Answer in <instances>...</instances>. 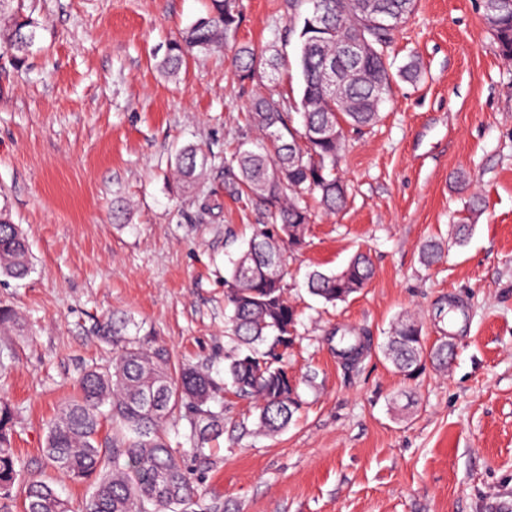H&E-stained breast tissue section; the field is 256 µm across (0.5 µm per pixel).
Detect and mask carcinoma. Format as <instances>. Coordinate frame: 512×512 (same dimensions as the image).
I'll list each match as a JSON object with an SVG mask.
<instances>
[{
    "label": "carcinoma",
    "instance_id": "1",
    "mask_svg": "<svg viewBox=\"0 0 512 512\" xmlns=\"http://www.w3.org/2000/svg\"><path fill=\"white\" fill-rule=\"evenodd\" d=\"M326 18L318 23L302 16L299 67L302 76L301 126L293 124L288 98L268 89L286 61L257 54L240 44L234 66L242 82L257 87L248 129L260 135V148L239 146L227 163L229 186L238 199L267 214L269 222L254 229L244 250L229 259L224 299L230 309L229 335L235 346L224 353V386L207 374L172 360L169 350L150 345L130 332L131 318L112 314L100 327L112 337V363L84 370L73 383L74 394L47 427L46 454L63 477L90 484L83 512H184L194 486L180 451L171 446L167 420H186L185 441L198 453L223 433L220 416L210 409L214 395L226 389L251 398L258 411L257 427L278 433L291 423L300 400L289 383L282 360L293 344L298 324L296 305L288 301L284 278L286 251L306 244L311 214L306 199L314 197L327 213L346 202V186L336 176L346 146V127L363 128L380 118L393 82L388 48L392 33L375 29L360 9L362 0H322ZM383 12L406 23L416 0H373ZM486 26L501 55L512 60V0H482ZM241 20L240 0H210L205 12L186 26L167 48L158 68L178 78L189 58L224 49L234 40ZM34 21L11 14L0 27L5 43L21 63L35 45ZM364 48L350 57L342 49L350 41ZM339 58L334 93L325 82V62ZM206 166L201 148L183 147L175 157V175L184 186L199 179ZM436 241L421 250L430 266L441 256ZM30 271L28 240L21 227L0 210V275L22 278ZM374 276L370 258L358 252L341 271L314 269L306 275L308 292L334 305L366 288ZM366 347L363 336H341L336 354L356 361ZM424 337L411 315L391 327L383 354L403 376L422 367ZM432 364L448 369V341L432 347ZM16 412L0 398V492L6 494L21 476L11 434ZM109 422L108 442L99 439ZM23 512H71L51 483L29 479Z\"/></svg>",
    "mask_w": 512,
    "mask_h": 512
}]
</instances>
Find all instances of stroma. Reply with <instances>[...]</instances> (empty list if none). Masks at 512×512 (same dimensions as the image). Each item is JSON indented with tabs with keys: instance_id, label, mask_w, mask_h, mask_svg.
<instances>
[{
	"instance_id": "35a3bbf8",
	"label": "stroma",
	"mask_w": 512,
	"mask_h": 512,
	"mask_svg": "<svg viewBox=\"0 0 512 512\" xmlns=\"http://www.w3.org/2000/svg\"><path fill=\"white\" fill-rule=\"evenodd\" d=\"M38 24L33 55L0 47V208L26 234L34 270L0 276V305L23 331L0 330V396L18 411L12 438L23 479L0 512H22L24 479L54 478L73 512L85 485L55 478L47 425L74 379L112 360L93 329L118 312L177 361L224 379L227 238L243 244L264 217L228 188L224 157L250 139L254 96L232 48L188 62L179 79L157 68L168 43L208 0H14ZM238 42L278 52L274 83L300 99L290 20L298 0H241ZM394 78L380 120L347 134L339 174L347 203L326 214L309 199L306 246L287 257L300 312L285 364L302 400L286 430L255 432L252 399L218 395L224 432L196 453L179 444L204 512H512V62L483 21L481 0H417L395 34ZM200 145L208 171L182 191L177 149ZM483 211L468 214L474 197ZM472 217L457 245L452 226ZM440 241L442 261L419 254ZM359 251L375 276L331 306L303 286L307 270H341ZM414 315L426 346L447 340V370L395 371L381 346ZM366 337L355 364L336 333Z\"/></svg>"
}]
</instances>
